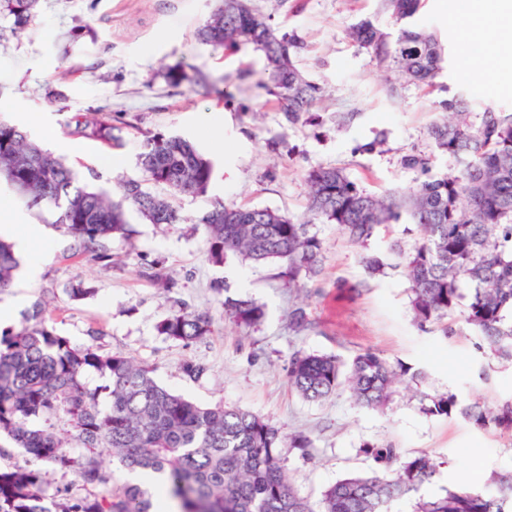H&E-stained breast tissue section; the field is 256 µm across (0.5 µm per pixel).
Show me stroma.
<instances>
[{"instance_id":"stroma-1","label":"stroma","mask_w":512,"mask_h":512,"mask_svg":"<svg viewBox=\"0 0 512 512\" xmlns=\"http://www.w3.org/2000/svg\"><path fill=\"white\" fill-rule=\"evenodd\" d=\"M216 4L40 0L20 37L11 32L12 17L0 11V121L25 130L83 181L117 195L121 180L141 178L137 156L155 133L193 140L214 164L205 196H172L182 223L147 224L130 215V238L105 242L104 262L80 254L55 227L51 210L28 209L0 181V209L10 223L42 228L28 244L36 269L18 271L13 287L0 294L6 326L19 327L34 302H42L47 323L73 344L121 352L152 367L156 381L176 394L203 405L247 409L284 432L308 436L310 447L286 444L281 456L299 493L314 503L336 481L376 470L380 448L396 449L404 460L433 457L437 474L421 495L427 499L511 470V435L421 408L422 394L448 391L462 407L512 401V362L484 354L461 316L453 317L447 336L435 326L414 324L408 279L389 252L396 241L415 244L414 225H383L362 248L336 225H310L324 244L323 269L318 280L295 288L279 277L275 263L245 265L233 255L213 263L209 229L199 218L216 198L300 215L307 203L305 174L318 166L342 168L372 194L408 191L418 174L402 158L430 151L428 127L439 116V104L461 91L473 107L490 103L512 112V65L493 81L481 78L483 48L461 44L451 22L453 0H424L417 17L420 26L447 39L451 52L436 87L428 90L379 69L348 38L362 20L388 24L381 0H253L280 32L302 39L306 48L296 66L323 89L321 103L291 124L269 92L260 53L217 54L196 41V28ZM182 60L216 81V88L170 85L163 74ZM97 108L121 113L127 123L122 147L68 135L75 115ZM365 252L384 256L381 272L367 271ZM157 269L174 283L173 292L150 279ZM80 283L93 288V295L71 299V288ZM227 297L254 300L263 306L264 319L250 328L237 325L224 313ZM182 304L209 314L212 335L186 346L157 333V323ZM296 307L310 321L301 331L288 324ZM366 349L422 372V379L398 384L380 411L355 405L343 389L310 402L288 384L294 352L348 362ZM189 362L203 365V373L188 375ZM418 498L394 503L391 512H414Z\"/></svg>"}]
</instances>
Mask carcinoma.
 Segmentation results:
<instances>
[{
	"mask_svg": "<svg viewBox=\"0 0 512 512\" xmlns=\"http://www.w3.org/2000/svg\"><path fill=\"white\" fill-rule=\"evenodd\" d=\"M39 0H0L14 18L17 33L26 30ZM423 0H382L395 32L371 19L350 33L378 67L394 70L414 84L431 86L443 70L446 46L438 34L415 25ZM196 39L214 52L251 46L266 62L270 92L279 110L296 123L322 97V89L294 64L303 43L278 34L270 18L248 0H219L197 29ZM173 85H206L208 78L180 61L166 71ZM462 93L444 104L443 117L429 126L433 149L404 156V165L426 179L404 193L375 196L359 188L341 170L310 169L306 211L294 217L271 208L239 207L214 200L200 223L210 231L209 256L215 263L233 254L245 264L277 262L288 283L321 271L323 243L307 226L335 224L356 246H363L382 224L402 216L416 225L411 250L392 248L404 264L413 320L422 328L440 325L453 332L448 318L461 311L463 321L491 355L512 360V113L492 105L478 121ZM112 112L77 115L68 125L78 138L122 146ZM455 159L457 169L430 175L437 156ZM138 163L147 180L184 196L207 191L214 165L189 140L155 134L146 140ZM29 209L57 210L55 223L80 252L104 259V241L128 237L126 210L132 207L150 224H180L171 203L144 188L142 181L120 183L114 199L80 184L78 172L39 145L19 127L0 122V180ZM20 260L0 241V293L11 288ZM471 285L468 293L461 283ZM224 311L239 325L262 321L264 308L250 299L224 300ZM157 333L183 344L212 334L210 317L185 307L158 322ZM97 373L103 383L85 381ZM409 368L383 354L365 350L345 364L332 355L295 352L288 383L302 398L321 402L346 388L355 404L383 408ZM425 413L450 418L459 413L479 428L512 431V402L495 410L478 402L458 408L457 397L426 396ZM0 438L24 450V464L0 470V512H156L149 489L140 483L108 480L97 456L106 450L130 473L151 471L164 479L166 493L180 512H389L391 503L417 493L436 475L433 458L423 453L397 461L396 450L381 448L386 467L370 475H351L330 486L314 508L294 488L280 448L290 441L309 447L303 435H287L265 417L218 403L201 406L159 385L153 370L120 352L77 348L44 318L41 302L26 322L0 335ZM83 448L73 458L68 449ZM69 468L98 491L58 502L46 494L43 467ZM512 503V471L495 473L487 488L461 483L416 512H505Z\"/></svg>",
	"mask_w": 512,
	"mask_h": 512,
	"instance_id": "carcinoma-1",
	"label": "carcinoma"
}]
</instances>
